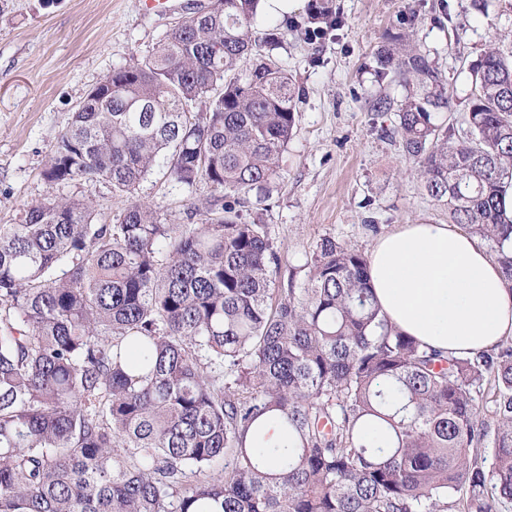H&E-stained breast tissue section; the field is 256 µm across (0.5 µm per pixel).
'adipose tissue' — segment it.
I'll list each match as a JSON object with an SVG mask.
<instances>
[{
	"label": "adipose tissue",
	"mask_w": 512,
	"mask_h": 512,
	"mask_svg": "<svg viewBox=\"0 0 512 512\" xmlns=\"http://www.w3.org/2000/svg\"><path fill=\"white\" fill-rule=\"evenodd\" d=\"M372 292L402 332L463 355L512 336V287L483 244L447 224H404L368 253Z\"/></svg>",
	"instance_id": "adipose-tissue-1"
}]
</instances>
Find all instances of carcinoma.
<instances>
[{
  "label": "carcinoma",
  "instance_id": "cac0c4a2",
  "mask_svg": "<svg viewBox=\"0 0 512 512\" xmlns=\"http://www.w3.org/2000/svg\"><path fill=\"white\" fill-rule=\"evenodd\" d=\"M259 0H219L152 52L107 74L53 145L45 179H102L129 198L99 224L83 198L50 197L0 224V512H503L512 505V342L448 355L397 330L367 255L327 236L302 288L278 291L266 225L299 89L256 53ZM332 17L311 8L308 41ZM254 56L245 77L239 62ZM376 73L408 87L389 130L428 196L488 246L512 284V60L471 69L468 129L434 114L454 90L394 34ZM120 80L115 95L110 86ZM157 169L210 186L191 224L132 199ZM493 382L491 462L474 448ZM280 421L286 448H264ZM381 434L384 447L360 434ZM220 468L214 479L208 472Z\"/></svg>",
  "mask_w": 512,
  "mask_h": 512
}]
</instances>
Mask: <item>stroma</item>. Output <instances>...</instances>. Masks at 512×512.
<instances>
[{"label": "stroma", "instance_id": "1", "mask_svg": "<svg viewBox=\"0 0 512 512\" xmlns=\"http://www.w3.org/2000/svg\"><path fill=\"white\" fill-rule=\"evenodd\" d=\"M194 0L146 12L143 0H0V224L20 223L28 206L50 195L92 200L97 220L117 223L127 204L102 180L49 186L50 150L78 104L108 72L149 54L189 17ZM344 24L308 43L280 17L259 11L258 30L277 27L274 51L300 89L296 124L269 199L247 195L242 214L266 224L281 266L277 288L302 286L305 256L323 237L369 252L377 234L422 220L448 221L421 187L398 140L385 137L395 112L377 97L401 99L395 77L377 80L374 54L387 34L411 22L418 48L435 62L457 100L436 121L467 128L470 70L487 49L512 59V0H332ZM157 170L134 197L166 224H184L209 197ZM376 229H369V222Z\"/></svg>", "mask_w": 512, "mask_h": 512}]
</instances>
